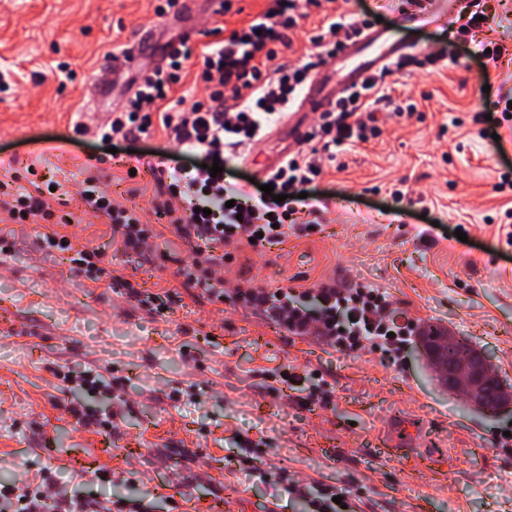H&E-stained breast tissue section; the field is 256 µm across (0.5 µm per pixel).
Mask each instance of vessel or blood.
<instances>
[{
  "label": "vessel or blood",
  "mask_w": 512,
  "mask_h": 512,
  "mask_svg": "<svg viewBox=\"0 0 512 512\" xmlns=\"http://www.w3.org/2000/svg\"><path fill=\"white\" fill-rule=\"evenodd\" d=\"M152 32L137 30L123 52L114 54L111 64L125 68L148 48ZM416 53L410 43L392 38L387 30L366 27L363 34L345 44L338 52L335 74L320 70L315 73L299 103L298 110L325 112L332 109L345 89L363 84L370 77L388 68L391 63L405 60Z\"/></svg>",
  "instance_id": "vessel-or-blood-1"
}]
</instances>
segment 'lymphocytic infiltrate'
Returning a JSON list of instances; mask_svg holds the SVG:
<instances>
[{"mask_svg":"<svg viewBox=\"0 0 512 512\" xmlns=\"http://www.w3.org/2000/svg\"><path fill=\"white\" fill-rule=\"evenodd\" d=\"M323 0H269L265 12L246 27L232 31L220 46L203 53L201 80L209 90L208 103L191 109L167 106L173 85L181 82L194 49H164L162 66L143 74L128 90L124 104L112 111L110 121L100 128L102 138L144 135L162 129L187 151L199 153L200 165L187 169L158 159L151 171L154 178L153 212L166 220L186 243L197 244L191 264H182L178 254H168L179 264L188 287L260 313L266 320L293 336L314 335L333 347L354 351L366 336L385 335L380 319L388 300L378 290H361L343 295L335 283L323 282L315 290L318 315H309L295 304L291 293L269 291L260 285L224 289V250L227 246L252 242L254 248L285 241L289 234L305 232L301 216H319V198L302 197L303 185L319 177L325 162L335 161V148L346 141H366L378 130L377 110L367 95L378 84L368 79L361 87L345 93L336 108L318 114L307 139L308 153L286 155L263 182L273 185V194L247 192L226 184L223 176H212L209 167L244 162L248 150L286 116L313 73L335 56L344 43L357 36L360 21L330 22L325 33L314 36L318 53L297 67H273L279 48L290 47V31L297 26L300 6L321 7ZM19 172L0 180V212L6 223L26 224L39 219L51 227L41 241L45 251L61 247L64 235L56 225L77 223L76 215L57 214L38 183L23 186ZM80 201L85 213L106 218L117 237L119 249L141 257L151 251L156 236L154 225L144 223L135 208L114 203L97 175L83 180ZM350 307L352 330H342L339 310ZM35 485L18 487L15 512H112L111 502L83 500L54 485L47 471H40Z\"/></svg>","mask_w":512,"mask_h":512,"instance_id":"1","label":"lymphocytic infiltrate"}]
</instances>
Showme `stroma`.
<instances>
[{
    "instance_id": "1",
    "label": "stroma",
    "mask_w": 512,
    "mask_h": 512,
    "mask_svg": "<svg viewBox=\"0 0 512 512\" xmlns=\"http://www.w3.org/2000/svg\"><path fill=\"white\" fill-rule=\"evenodd\" d=\"M158 0H0V165H35L64 181L95 164L117 201L150 206L149 166L159 156L198 164L162 131L106 143L97 133L120 103L124 75L102 67L136 29L154 30L157 51L179 35ZM490 21L467 42L449 43L454 15L438 0H336L331 15L310 9L276 62L297 65L315 47L326 18L381 16L382 28L421 54L447 52V67L386 76L383 94L413 103L411 116L382 125L378 137L337 148L308 193L326 203L320 230L289 235L260 250L242 244L224 272L232 283L289 287L309 310L308 291L332 280L384 292L396 324L417 320L468 339L512 383V247L498 236L512 212V123L474 116L512 92V63L484 69L483 41L512 46V0H488ZM267 0H234L212 15L199 6L195 50L223 41L258 18ZM422 15L401 27L400 16ZM99 82L100 116L74 130ZM291 146L287 124L230 170L246 184L278 164ZM137 167L127 178L128 167ZM155 222L154 214L146 216ZM153 255L118 254L112 228L86 217L66 226L74 246L113 253L115 275L174 295L165 315L122 288L77 276L70 252L39 249L40 224L13 225L0 259V484L19 486L42 468L69 493L123 501L128 512H309L287 480L344 489L354 512H499L512 504V411L471 413L462 394L440 390L417 337L399 359L365 347L345 352L316 336H290L252 309L186 287L174 251L192 249L156 224ZM94 370L102 387L76 383ZM325 397L309 401L313 381ZM110 418L111 430L97 427ZM415 426L410 445L391 451L389 435ZM260 442L259 473L239 471L243 440ZM109 470L101 479L100 470Z\"/></svg>"
}]
</instances>
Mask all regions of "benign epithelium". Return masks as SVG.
I'll list each match as a JSON object with an SVG mask.
<instances>
[{"mask_svg": "<svg viewBox=\"0 0 512 512\" xmlns=\"http://www.w3.org/2000/svg\"><path fill=\"white\" fill-rule=\"evenodd\" d=\"M460 341L462 338L451 332L446 334L435 331L429 336L421 337V347L430 357L441 381L447 382L453 391L457 389L459 383H466L468 400L484 405L495 393L492 373L489 371L491 361L483 352L478 358L473 353L448 355V349Z\"/></svg>", "mask_w": 512, "mask_h": 512, "instance_id": "1", "label": "benign epithelium"}]
</instances>
